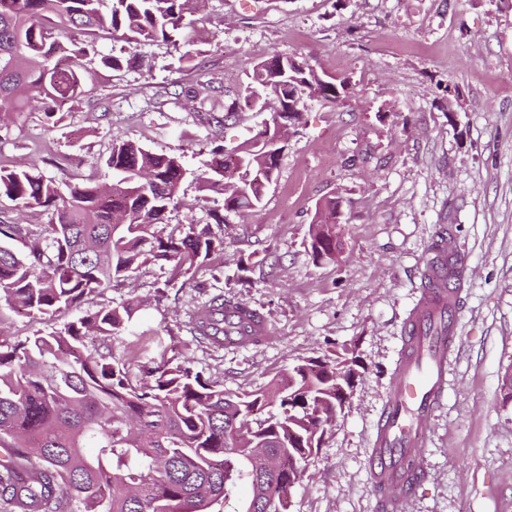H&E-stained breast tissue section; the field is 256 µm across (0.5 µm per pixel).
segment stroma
<instances>
[{
	"label": "stroma",
	"instance_id": "35a3bbf8",
	"mask_svg": "<svg viewBox=\"0 0 512 512\" xmlns=\"http://www.w3.org/2000/svg\"><path fill=\"white\" fill-rule=\"evenodd\" d=\"M192 49L149 41L137 63L93 66L80 100L47 129L43 112L0 125V166L64 184L108 182L113 143L133 138L180 155L182 208L169 224L209 222L194 175L219 146L273 126L274 104L242 103L227 125L185 96L212 82L241 95L254 64L303 54L349 80L353 94L313 104L288 131L258 209L231 216L224 248L183 277L147 263L94 309L134 301L112 354L166 359L237 392H260L309 360L353 352L360 375L292 488L289 512H379L367 479L372 434L420 297V266L438 230L463 252L458 343L448 395L428 422L427 473L408 512H512V0H207ZM456 86L447 96L445 86ZM339 204L336 257L314 261L310 226ZM226 293L264 314L276 336L258 347H213L194 313ZM83 309L33 315L0 304V336L23 342Z\"/></svg>",
	"mask_w": 512,
	"mask_h": 512
}]
</instances>
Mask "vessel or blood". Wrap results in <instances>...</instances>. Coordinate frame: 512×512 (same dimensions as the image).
I'll list each match as a JSON object with an SVG mask.
<instances>
[{
	"label": "vessel or blood",
	"mask_w": 512,
	"mask_h": 512,
	"mask_svg": "<svg viewBox=\"0 0 512 512\" xmlns=\"http://www.w3.org/2000/svg\"><path fill=\"white\" fill-rule=\"evenodd\" d=\"M421 282L369 457V477L382 512H406L410 474L425 466L428 421L448 391V354L457 344L456 295L463 279L462 261L446 232L434 237L422 262ZM272 339L265 319L250 317L245 303L227 299L226 345L258 346Z\"/></svg>",
	"instance_id": "1"
}]
</instances>
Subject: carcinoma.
Returning <instances> with one entry per match:
<instances>
[{
  "label": "carcinoma",
  "instance_id": "1",
  "mask_svg": "<svg viewBox=\"0 0 512 512\" xmlns=\"http://www.w3.org/2000/svg\"><path fill=\"white\" fill-rule=\"evenodd\" d=\"M199 0H0V123L30 108L57 124V107L80 96L90 40L102 33L128 44L163 40L191 45ZM350 83L325 79L305 59L274 55L253 67L246 90L273 98L286 123L297 105L336 103ZM210 85L192 90L210 104L209 120L235 117ZM278 128L264 129L226 149L198 170L199 188L224 195L213 223L156 226L179 208L184 169L179 157L157 154L134 140L112 145V182L60 187L28 169H0V194L24 209L44 212L36 238L19 224H0V301L35 315H61L88 306L107 288L139 271L147 256L177 271L207 263L224 249L213 226L255 210L278 170L284 145ZM20 241L23 249L13 248ZM313 258L336 255L333 231L311 237ZM131 304L86 314L23 343L0 342V502L5 512H265L287 488L278 474L288 458L289 420L305 431L314 414L296 409L288 386L275 380L260 393H230L190 368L169 361L140 365L133 383L112 349L88 351L130 324ZM195 337L224 344V294L206 302L191 322ZM310 403L336 412L335 382L295 366ZM95 452L88 457L84 449ZM250 498L236 497L239 486Z\"/></svg>",
  "mask_w": 512,
  "mask_h": 512
}]
</instances>
